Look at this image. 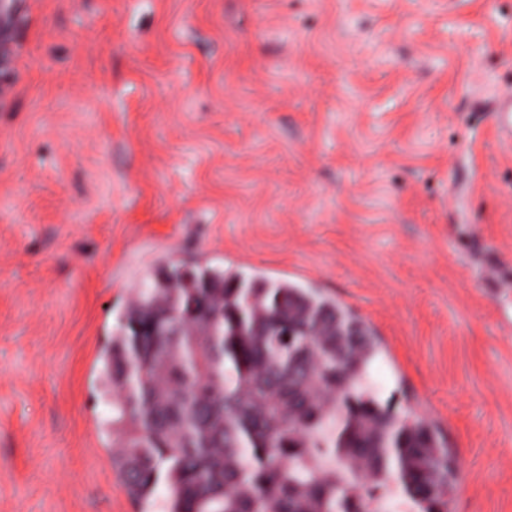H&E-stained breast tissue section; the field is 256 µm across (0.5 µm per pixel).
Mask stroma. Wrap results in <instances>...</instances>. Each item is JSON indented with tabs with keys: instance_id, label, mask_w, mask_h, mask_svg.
I'll use <instances>...</instances> for the list:
<instances>
[{
	"instance_id": "obj_1",
	"label": "stroma",
	"mask_w": 512,
	"mask_h": 512,
	"mask_svg": "<svg viewBox=\"0 0 512 512\" xmlns=\"http://www.w3.org/2000/svg\"><path fill=\"white\" fill-rule=\"evenodd\" d=\"M0 47V512H141L96 380L167 261L355 310L451 512H512V0H17Z\"/></svg>"
}]
</instances>
